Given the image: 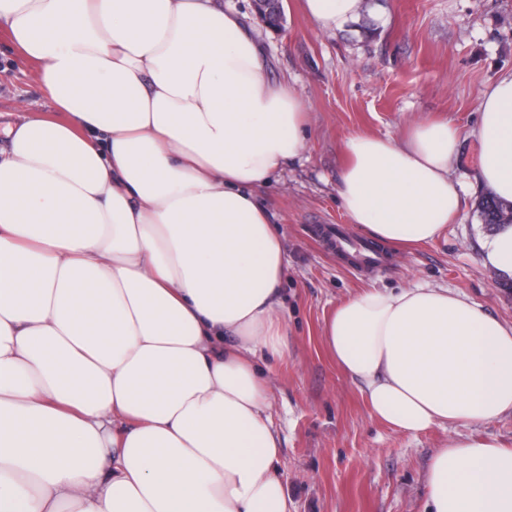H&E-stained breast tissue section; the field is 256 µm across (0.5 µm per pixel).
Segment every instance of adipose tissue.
Returning a JSON list of instances; mask_svg holds the SVG:
<instances>
[{
    "instance_id": "ef3b65f1",
    "label": "adipose tissue",
    "mask_w": 512,
    "mask_h": 512,
    "mask_svg": "<svg viewBox=\"0 0 512 512\" xmlns=\"http://www.w3.org/2000/svg\"><path fill=\"white\" fill-rule=\"evenodd\" d=\"M319 28L364 0H301ZM45 99L0 122V512H290L271 419L288 325L282 233L257 191L306 149L223 0H0ZM475 180L512 202V74L482 95ZM461 131L357 132L337 181L368 239L425 244L462 206ZM233 344H225V337ZM372 418L416 435L512 413V325L426 282L324 327ZM429 512H512V448L448 438Z\"/></svg>"
}]
</instances>
